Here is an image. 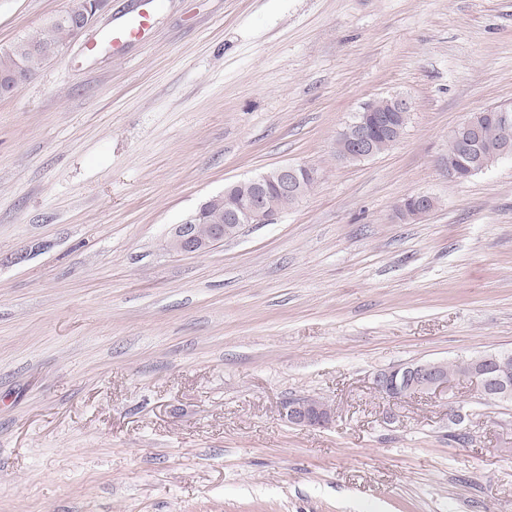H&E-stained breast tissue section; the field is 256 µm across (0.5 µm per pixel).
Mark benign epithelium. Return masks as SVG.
<instances>
[{"label":"benign epithelium","mask_w":512,"mask_h":512,"mask_svg":"<svg viewBox=\"0 0 512 512\" xmlns=\"http://www.w3.org/2000/svg\"><path fill=\"white\" fill-rule=\"evenodd\" d=\"M391 122L374 114L365 105L354 113L351 121L339 133L346 148L340 159H365L375 155L376 134L387 133ZM478 133V127L467 119L455 127L450 137L460 143V151H469V140ZM314 167L283 165L258 177L231 183L224 191L210 197L181 223L174 225L167 242L169 251L176 254H204L216 244L237 236L243 224H269L278 211L269 206L270 189L275 188L283 196L298 197L304 185L316 179ZM436 207L434 197L425 194L408 196L395 208V216L401 221H417ZM220 210L225 223L212 225L208 235L198 233L197 225L213 210ZM461 365L458 382H471L486 398L498 402L512 401V355L509 353H476L457 359ZM448 363L429 360L414 361L394 369H381L372 378L373 388L390 398H404L412 394H440L449 391ZM282 414L289 422L302 427H322L332 417L330 407L314 398H298L282 405Z\"/></svg>","instance_id":"1"}]
</instances>
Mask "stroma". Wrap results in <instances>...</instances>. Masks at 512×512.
<instances>
[{"label":"stroma","instance_id":"1","mask_svg":"<svg viewBox=\"0 0 512 512\" xmlns=\"http://www.w3.org/2000/svg\"><path fill=\"white\" fill-rule=\"evenodd\" d=\"M67 6L0 0V48ZM395 95L399 142L338 160ZM502 104L512 0H105L0 96V512H512V403L372 387L512 350V158L448 177L449 133ZM284 164L318 178L274 223L168 251ZM413 194L436 208L396 220ZM304 397L326 426L282 416ZM151 20L149 12H140L133 24L112 28V47L120 49L128 42L141 38L150 27ZM388 104L390 107L388 112H398L401 117L411 112L412 105L405 97H390ZM401 117L397 121L398 135L395 139H379L375 154L376 134L388 133L393 126L387 118L375 115L370 106L364 105L359 112L354 113L351 121L339 133L346 145L339 159L345 161L365 159L390 149L401 137L409 120V118L404 120ZM282 414L290 423L302 427H322L332 417L330 407L314 398H298L286 401L282 405Z\"/></svg>","mask_w":512,"mask_h":512}]
</instances>
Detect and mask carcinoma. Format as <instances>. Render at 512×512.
I'll return each instance as SVG.
<instances>
[{"label": "carcinoma", "mask_w": 512, "mask_h": 512, "mask_svg": "<svg viewBox=\"0 0 512 512\" xmlns=\"http://www.w3.org/2000/svg\"><path fill=\"white\" fill-rule=\"evenodd\" d=\"M88 0H69L64 13L49 20L44 26L29 31L9 47L0 49V75L16 77L15 85L22 88L51 60L43 48L63 49L76 37L68 17L81 16ZM480 145L468 153L463 161L472 166L481 155H491L505 144L512 145V123L503 124L496 119V109L482 111Z\"/></svg>", "instance_id": "cac0c4a2"}]
</instances>
